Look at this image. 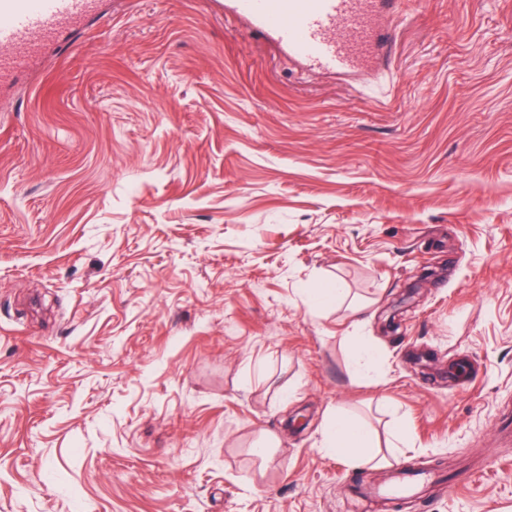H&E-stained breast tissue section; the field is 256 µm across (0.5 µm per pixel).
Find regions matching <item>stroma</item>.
Segmentation results:
<instances>
[{"label": "stroma", "instance_id": "35a3bbf8", "mask_svg": "<svg viewBox=\"0 0 512 512\" xmlns=\"http://www.w3.org/2000/svg\"><path fill=\"white\" fill-rule=\"evenodd\" d=\"M394 53L102 0L0 92V512H353L438 464L468 483L401 512H512V0H403ZM338 415L382 466L323 450ZM422 475L419 471H410L405 467H400L395 471L393 483L379 488L376 490V494L395 497L410 495L415 490V486L421 483Z\"/></svg>", "mask_w": 512, "mask_h": 512}]
</instances>
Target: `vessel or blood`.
Here are the masks:
<instances>
[{
    "label": "vessel or blood",
    "instance_id": "1",
    "mask_svg": "<svg viewBox=\"0 0 512 512\" xmlns=\"http://www.w3.org/2000/svg\"><path fill=\"white\" fill-rule=\"evenodd\" d=\"M229 11L249 22L255 34L277 43L290 58L332 71L379 52L390 59L393 30L374 33L378 10L397 12L400 0H226ZM99 0H0V77L13 78L49 52L62 51L79 36L78 24L97 17ZM420 472L395 471L379 488L382 496L411 494Z\"/></svg>",
    "mask_w": 512,
    "mask_h": 512
}]
</instances>
